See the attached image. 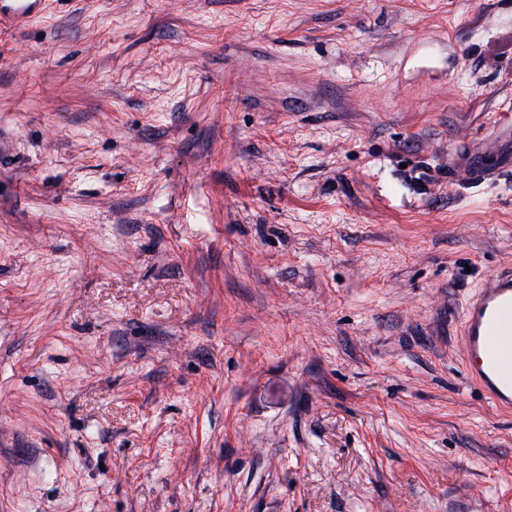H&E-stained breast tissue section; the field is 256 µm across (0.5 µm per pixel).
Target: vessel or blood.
<instances>
[{
  "label": "vessel or blood",
  "instance_id": "vessel-or-blood-1",
  "mask_svg": "<svg viewBox=\"0 0 512 512\" xmlns=\"http://www.w3.org/2000/svg\"><path fill=\"white\" fill-rule=\"evenodd\" d=\"M46 0H0V24L15 26L36 17ZM486 148L467 147L450 178L461 185L482 184L512 172V151L497 149L487 164ZM461 347L468 380L496 407L512 410V266L501 267L482 283L466 305Z\"/></svg>",
  "mask_w": 512,
  "mask_h": 512
}]
</instances>
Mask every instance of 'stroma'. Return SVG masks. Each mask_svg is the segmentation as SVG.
Listing matches in <instances>:
<instances>
[{"instance_id": "35a3bbf8", "label": "stroma", "mask_w": 512, "mask_h": 512, "mask_svg": "<svg viewBox=\"0 0 512 512\" xmlns=\"http://www.w3.org/2000/svg\"><path fill=\"white\" fill-rule=\"evenodd\" d=\"M512 0H50L0 29V512H512L466 300L512 265ZM488 148L467 147L462 151L463 161L449 170L450 179L457 184L473 185L482 184L494 179L500 174L512 172V150L495 147L496 159L494 167H489L484 156Z\"/></svg>"}]
</instances>
